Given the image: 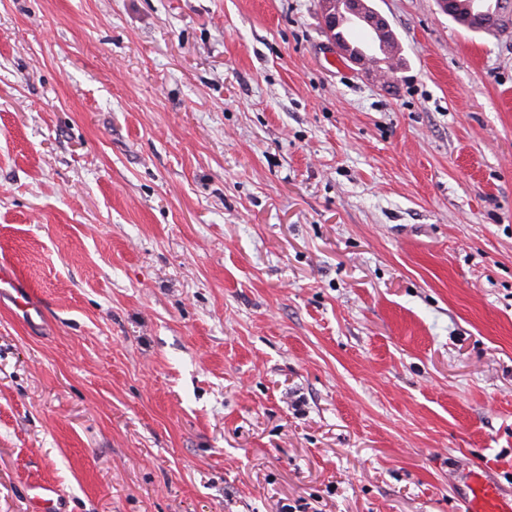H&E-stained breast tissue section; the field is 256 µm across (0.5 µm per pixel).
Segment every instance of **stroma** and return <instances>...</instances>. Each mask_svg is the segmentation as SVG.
<instances>
[{
    "mask_svg": "<svg viewBox=\"0 0 512 512\" xmlns=\"http://www.w3.org/2000/svg\"><path fill=\"white\" fill-rule=\"evenodd\" d=\"M370 5L0 0V512L512 496V30ZM341 4L348 11H361L366 7L362 0H321V12L325 26L331 30H336V16L340 12ZM365 10V9H364ZM470 498V512H511L512 499L506 501L498 488L486 481L481 475L472 473L465 483Z\"/></svg>",
    "mask_w": 512,
    "mask_h": 512,
    "instance_id": "stroma-1",
    "label": "stroma"
}]
</instances>
